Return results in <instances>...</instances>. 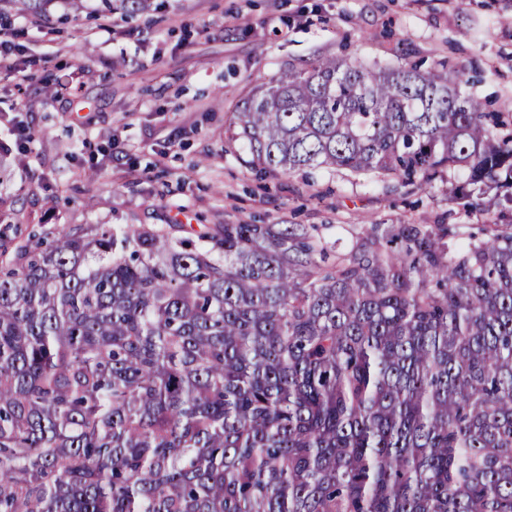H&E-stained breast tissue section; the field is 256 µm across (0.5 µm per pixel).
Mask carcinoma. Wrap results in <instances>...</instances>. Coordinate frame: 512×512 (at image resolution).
<instances>
[{
  "mask_svg": "<svg viewBox=\"0 0 512 512\" xmlns=\"http://www.w3.org/2000/svg\"><path fill=\"white\" fill-rule=\"evenodd\" d=\"M324 58L230 124L249 164L490 216L0 229V512H512V114Z\"/></svg>",
  "mask_w": 512,
  "mask_h": 512,
  "instance_id": "carcinoma-1",
  "label": "carcinoma"
}]
</instances>
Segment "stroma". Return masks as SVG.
Listing matches in <instances>:
<instances>
[{"instance_id": "1", "label": "stroma", "mask_w": 512, "mask_h": 512, "mask_svg": "<svg viewBox=\"0 0 512 512\" xmlns=\"http://www.w3.org/2000/svg\"><path fill=\"white\" fill-rule=\"evenodd\" d=\"M101 15L100 0L0 6V196L18 233L59 224H158L191 237L216 224H317L349 246L367 224L467 227L446 185L404 196L376 179L258 172L229 122L258 85L336 56L377 69L447 62L461 90L512 113V0H153ZM28 81H20V74Z\"/></svg>"}]
</instances>
